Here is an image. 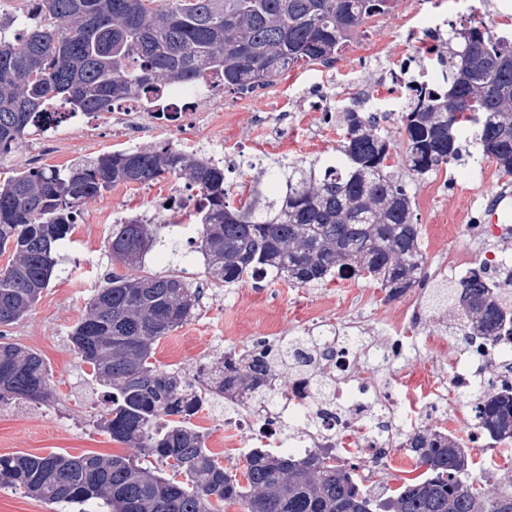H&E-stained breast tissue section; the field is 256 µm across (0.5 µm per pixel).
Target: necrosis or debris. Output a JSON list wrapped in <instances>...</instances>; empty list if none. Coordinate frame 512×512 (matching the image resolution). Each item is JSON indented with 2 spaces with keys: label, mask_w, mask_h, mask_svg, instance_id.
Instances as JSON below:
<instances>
[{
  "label": "necrosis or debris",
  "mask_w": 512,
  "mask_h": 512,
  "mask_svg": "<svg viewBox=\"0 0 512 512\" xmlns=\"http://www.w3.org/2000/svg\"><path fill=\"white\" fill-rule=\"evenodd\" d=\"M442 72L426 63L400 66L393 73L390 83L370 96L376 107L397 111L409 92L430 88L442 82ZM217 77H209L197 88H178L167 92L157 104L158 116L154 118L155 132L160 142L181 152L194 151L193 139L172 140L170 132L184 127L198 104L212 100L223 91ZM467 233L470 249L449 252L442 257L434 280L457 283L466 279L471 267V249H485L488 237H495L506 245L512 241L511 224H471L467 216H459L449 225V236ZM327 305H320L310 317V329L321 332L326 342L336 351L327 368L336 380L330 405L321 406L316 401V390L306 378L292 377L285 383L273 408L245 401L242 414L224 421V444L228 447L267 448H339L351 447L357 471L370 477L374 467L387 463L392 448L398 447L408 435L418 430H429L441 435L462 438L467 446L480 447L483 435L471 416L449 415V397L471 400L477 385L483 381L492 365L501 357L504 344L474 346L458 353L452 370H437L432 381L420 390H408L400 385L378 380L373 366L363 358L357 345L365 329L361 322H348L341 334H333V324L327 316ZM405 321L391 323L381 341L382 347H393L399 358L411 354H429L435 340L433 332L415 335L413 325L423 324L427 312L420 299L406 303ZM295 420L299 431L293 437L281 432L288 420Z\"/></svg>",
  "instance_id": "1"
}]
</instances>
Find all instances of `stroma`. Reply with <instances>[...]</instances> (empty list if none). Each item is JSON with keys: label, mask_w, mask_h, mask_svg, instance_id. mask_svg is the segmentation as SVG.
<instances>
[{"label": "stroma", "mask_w": 512, "mask_h": 512, "mask_svg": "<svg viewBox=\"0 0 512 512\" xmlns=\"http://www.w3.org/2000/svg\"><path fill=\"white\" fill-rule=\"evenodd\" d=\"M437 2L448 15L445 38L473 24L491 27L496 23L488 11V0H469L465 5L459 0H397L388 14L368 19L331 62L308 71L292 70L274 85L257 90L252 99L223 95L224 118L217 129L197 119L190 128L197 137V154L214 156L223 140L246 145L244 155L224 163V186L233 205L247 199L259 171L334 153L341 138L343 108H362L364 96L383 84L403 56L425 55L431 35L422 21ZM124 143L131 147L153 145L148 121L123 133L62 126L54 149L43 156L42 163L65 167L119 150ZM464 147L461 160L449 170L430 172L411 184L414 221L420 228L430 270L438 256L467 246L466 237L449 240L444 229L457 214L470 212L476 224H501L512 219V195L502 200L497 211L474 209L475 194H496L506 176L492 164L486 179L470 180L483 154L475 138H468ZM175 183L169 176L141 185L136 191L119 184L81 203L72 234L57 253V277L35 307L4 330L6 341L29 347L44 358L54 398L43 405L25 401L0 404V454L131 455V448L99 429L105 393L73 351L68 331L107 277L123 270L121 264L113 262L108 248L112 227L99 223V216L106 212L124 217L151 216L156 196ZM180 219L177 213L164 214L163 226L157 231L160 243L146 255L142 272L179 273L188 247L170 226ZM209 294L191 320L159 341L155 363L161 369L190 379L201 365L222 358L225 351L242 353L274 336L300 334L311 307L326 297L335 301L340 323L355 305H362L376 334L382 323L398 320L404 309L403 300H388L384 290L356 289L344 280L297 288L267 277L248 279L230 288L213 287ZM221 334L227 337L222 345L217 342Z\"/></svg>", "instance_id": "35a3bbf8"}]
</instances>
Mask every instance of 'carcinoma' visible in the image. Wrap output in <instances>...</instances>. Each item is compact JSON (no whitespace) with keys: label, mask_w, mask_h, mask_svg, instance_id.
Instances as JSON below:
<instances>
[{"label":"carcinoma","mask_w":512,"mask_h":512,"mask_svg":"<svg viewBox=\"0 0 512 512\" xmlns=\"http://www.w3.org/2000/svg\"><path fill=\"white\" fill-rule=\"evenodd\" d=\"M396 0H36L20 32L0 25V152L38 134L49 107L107 113L134 95L220 77L224 92L274 85L292 68L335 58L371 17ZM448 57L445 85L410 101L402 124L405 163L422 177L462 156L463 129H478L486 157L512 175V40L485 26L466 29ZM391 143L373 118L347 108L336 158L272 170L281 193L245 207L227 202L224 170L197 154L163 146L100 154L69 167L19 172L0 184V327L21 320L57 275L54 257L71 234L83 199L117 183L145 184L161 176L184 179L203 203L194 214L205 273L220 286L256 278L271 268L296 287L344 277L362 279L402 297L426 280V258L413 219L408 183L389 171ZM157 244L137 216L114 225L112 261L129 269L107 277L71 327L70 342L90 376L108 389L103 432L158 459L163 469L129 457L51 452L0 455V488L90 512H512V493L487 488L472 472L457 439L429 431L402 447L425 471L391 489H365L353 463L333 449L301 458L255 448L241 484L192 427L193 412L220 397L275 398L271 374L281 369L321 379L332 349L311 333L230 353L208 367L201 384L160 369L155 346L189 321L197 292L182 277L137 274ZM512 273L504 283L485 266L454 287L437 288L431 302L452 312L459 344L476 336L512 344ZM0 403L52 398L43 358L18 343L0 342ZM489 372L474 405L479 428L493 441L512 439V388Z\"/></svg>","instance_id":"1"}]
</instances>
